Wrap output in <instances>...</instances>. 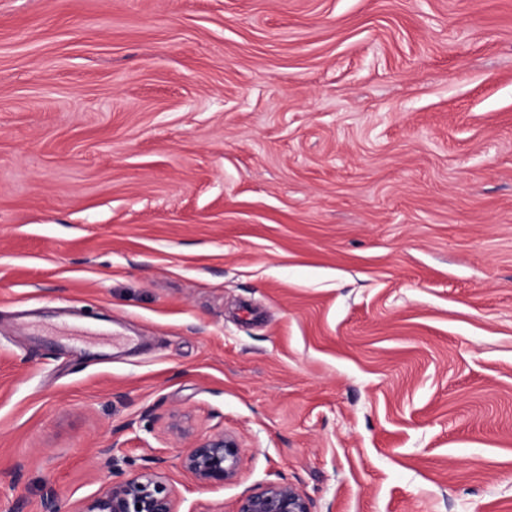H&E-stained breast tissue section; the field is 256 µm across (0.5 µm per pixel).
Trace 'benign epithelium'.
<instances>
[{
  "instance_id": "7a95c632",
  "label": "benign epithelium",
  "mask_w": 512,
  "mask_h": 512,
  "mask_svg": "<svg viewBox=\"0 0 512 512\" xmlns=\"http://www.w3.org/2000/svg\"><path fill=\"white\" fill-rule=\"evenodd\" d=\"M111 444L100 449L112 480L93 498L75 504L50 488L39 512H179L174 485L156 467H143L127 476L125 458L114 455ZM239 438L224 430L197 440L180 457L181 469L202 487H222L234 481L241 462ZM235 512H313L310 501L287 483H268L244 493Z\"/></svg>"
}]
</instances>
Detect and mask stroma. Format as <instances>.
Instances as JSON below:
<instances>
[{
  "label": "stroma",
  "mask_w": 512,
  "mask_h": 512,
  "mask_svg": "<svg viewBox=\"0 0 512 512\" xmlns=\"http://www.w3.org/2000/svg\"><path fill=\"white\" fill-rule=\"evenodd\" d=\"M107 446L512 512V0H0V512ZM241 442L224 430L197 440L180 457L181 469L202 487H224L239 474Z\"/></svg>",
  "instance_id": "obj_1"
}]
</instances>
